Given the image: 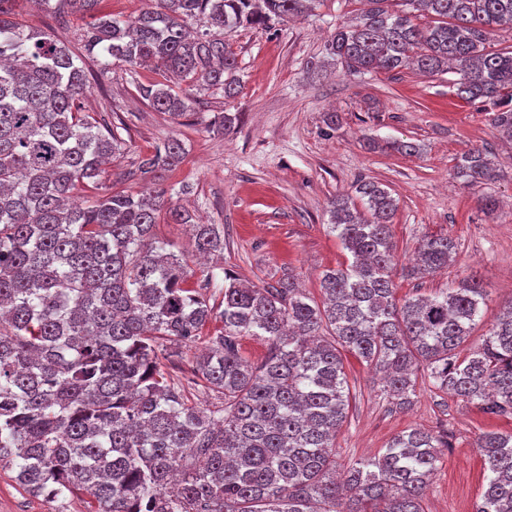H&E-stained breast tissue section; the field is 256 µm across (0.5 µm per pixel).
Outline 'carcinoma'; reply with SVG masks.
<instances>
[{
  "instance_id": "cac0c4a2",
  "label": "carcinoma",
  "mask_w": 512,
  "mask_h": 512,
  "mask_svg": "<svg viewBox=\"0 0 512 512\" xmlns=\"http://www.w3.org/2000/svg\"><path fill=\"white\" fill-rule=\"evenodd\" d=\"M0 0V461L33 494L89 495L88 512H424L422 498L448 442L412 429L336 480V433L349 409L343 353L383 375L386 396L412 405L418 374L489 415L512 416V308L495 314L481 346L465 348L487 314L476 276L425 297H395L391 225L397 200L362 181L330 202L347 262L323 273V304L288 276L268 287L219 266L196 288L187 259L155 236L161 220L188 224L198 252L224 253V225L194 224L165 183L185 153L169 139L138 157L154 194L114 193L106 160L125 150L124 123L82 110L84 59L102 81L116 63L139 96L176 120L203 90L241 89L225 35L289 18L315 0H150L134 17L99 0H33L84 20V56L16 18ZM325 45L353 74L416 69L460 75L456 94L496 112L512 140V51L486 48L512 26V0H362ZM426 17L421 25L415 20ZM237 114L212 127L230 132ZM453 176L489 184L500 169L474 148ZM96 191L90 203L74 191ZM427 235L407 275H434L456 253ZM223 330L190 370L180 348L204 326ZM267 346L259 364L239 338ZM216 395L203 409L197 387ZM484 484L475 512H512V432L480 437Z\"/></svg>"
}]
</instances>
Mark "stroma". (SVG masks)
Instances as JSON below:
<instances>
[{
    "label": "stroma",
    "mask_w": 512,
    "mask_h": 512,
    "mask_svg": "<svg viewBox=\"0 0 512 512\" xmlns=\"http://www.w3.org/2000/svg\"><path fill=\"white\" fill-rule=\"evenodd\" d=\"M360 0H322L290 22L239 28L227 40L237 55L241 91L226 99L199 94L196 109L174 120L154 111L137 93L123 68L113 67L106 84L91 82L83 109L104 117L115 99L129 127L126 147L108 167L113 191L137 195L151 184L136 169L138 155L160 142L181 139L182 160L167 174L173 200L203 224L224 227V268L263 287L292 276L306 293L321 299L325 270L346 259L331 232L330 200L353 193L358 182L377 181L398 201L391 226L400 264H410L420 240L445 235L455 240L454 261L420 279L396 277L397 298L428 295L477 275L489 312L512 305V146L486 105L457 96L455 73L424 76L404 69L391 73H345L323 52L336 28L360 9ZM22 22L51 30L82 53V22H57L31 0L20 4ZM236 112L229 134L209 132L215 113ZM340 127L326 133L328 112ZM419 144L406 156L370 150L369 140ZM474 147L491 152L502 171L491 184L471 187L453 176L462 154ZM496 200L487 210V200ZM350 388L347 421L336 436V473L381 454L393 437L420 428L448 437V446L425 492L424 512H473L484 482L476 446L480 434L512 431V418L485 414L476 405L433 387L419 377L417 396L402 409L382 391L378 376L345 356ZM87 498L35 497L0 464V512H86Z\"/></svg>",
    "instance_id": "obj_1"
}]
</instances>
